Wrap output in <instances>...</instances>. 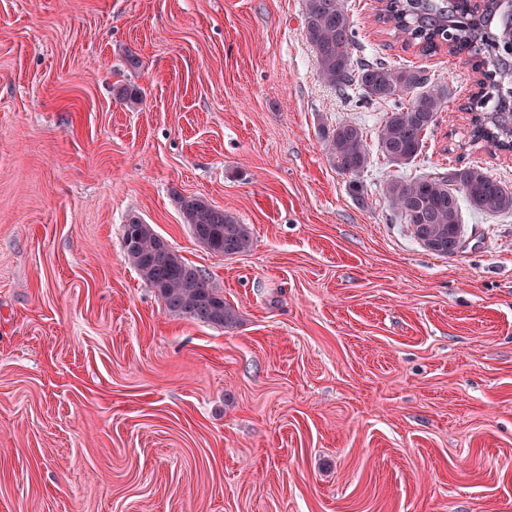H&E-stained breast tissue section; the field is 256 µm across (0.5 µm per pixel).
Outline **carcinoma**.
I'll return each mask as SVG.
<instances>
[{
  "mask_svg": "<svg viewBox=\"0 0 512 512\" xmlns=\"http://www.w3.org/2000/svg\"><path fill=\"white\" fill-rule=\"evenodd\" d=\"M378 21L391 27L424 54L444 45L448 52L470 56L480 75L465 107L470 112L474 143L494 145L512 153V14L499 0H485L476 13L471 0H378ZM350 0H303L305 36L315 54L318 74L327 85L355 101L392 103L393 110L377 130L378 151L396 170L406 169L422 153L435 128L446 89L430 84L424 71L358 55ZM330 164L348 178L349 193L364 197L362 174L370 164L365 132L345 121L321 128ZM389 210L421 246L441 256L457 251L463 241L461 203L488 214H512V187L479 164L455 167L446 173L394 175L382 186ZM180 209L194 237L209 242L216 254L249 250L251 234L230 213L202 199L183 197ZM123 246L129 262L153 288L170 316L232 327L236 311L211 286L205 273L184 261L163 242L151 225L131 217L123 225Z\"/></svg>",
  "mask_w": 512,
  "mask_h": 512,
  "instance_id": "obj_1",
  "label": "carcinoma"
}]
</instances>
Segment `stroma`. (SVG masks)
<instances>
[{
    "label": "stroma",
    "mask_w": 512,
    "mask_h": 512,
    "mask_svg": "<svg viewBox=\"0 0 512 512\" xmlns=\"http://www.w3.org/2000/svg\"><path fill=\"white\" fill-rule=\"evenodd\" d=\"M369 57L449 97L414 173L472 143L464 56L351 0ZM302 0H0V512H512V215L426 251L381 195L383 105L318 77ZM367 132L364 200L321 127ZM233 214L224 256L178 200ZM151 224L237 312L169 316Z\"/></svg>",
    "instance_id": "stroma-1"
}]
</instances>
